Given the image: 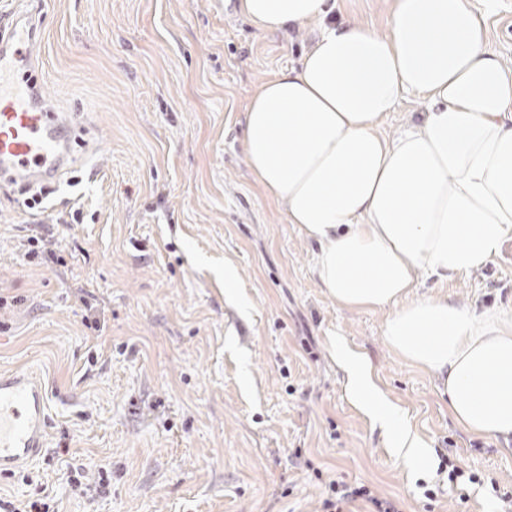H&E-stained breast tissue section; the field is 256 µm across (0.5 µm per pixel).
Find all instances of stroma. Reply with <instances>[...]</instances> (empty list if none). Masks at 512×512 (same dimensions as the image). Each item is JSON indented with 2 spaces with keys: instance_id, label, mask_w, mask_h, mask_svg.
I'll return each instance as SVG.
<instances>
[{
  "instance_id": "1",
  "label": "stroma",
  "mask_w": 512,
  "mask_h": 512,
  "mask_svg": "<svg viewBox=\"0 0 512 512\" xmlns=\"http://www.w3.org/2000/svg\"><path fill=\"white\" fill-rule=\"evenodd\" d=\"M335 2L334 20L387 30L389 0ZM472 3L512 63V0ZM16 8L40 35L42 94L78 137L36 209L0 176V373L45 382L46 447L25 472L60 512H319L328 479L369 483L406 512H500L492 487L512 486V442L451 418L436 377L387 344L386 311L327 296L316 242L249 174L246 106L298 65L318 25L262 32L238 0ZM48 248L57 263L39 258ZM414 293L512 313V242L479 271L420 277ZM337 340L368 356L426 461L405 467L350 399ZM445 456L480 484L439 483ZM68 465L91 479L106 467L112 482L75 491Z\"/></svg>"
}]
</instances>
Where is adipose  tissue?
I'll return each instance as SVG.
<instances>
[{
  "label": "adipose tissue",
  "mask_w": 512,
  "mask_h": 512,
  "mask_svg": "<svg viewBox=\"0 0 512 512\" xmlns=\"http://www.w3.org/2000/svg\"><path fill=\"white\" fill-rule=\"evenodd\" d=\"M258 29L316 23L298 66L262 83L245 116L254 181L319 245L315 272L348 308L388 309L394 351L432 372L452 419L512 439V314L427 296L419 274L483 269L512 241V65L472 0H392L389 31L330 20L329 0H240ZM426 112L379 132L405 94ZM351 396L406 466L426 446L379 390L368 359L337 347Z\"/></svg>",
  "instance_id": "ef3b65f1"
}]
</instances>
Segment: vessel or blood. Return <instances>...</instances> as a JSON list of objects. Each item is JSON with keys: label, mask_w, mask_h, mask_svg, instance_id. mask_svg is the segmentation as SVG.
I'll use <instances>...</instances> for the list:
<instances>
[{"label": "vessel or blood", "mask_w": 512, "mask_h": 512, "mask_svg": "<svg viewBox=\"0 0 512 512\" xmlns=\"http://www.w3.org/2000/svg\"><path fill=\"white\" fill-rule=\"evenodd\" d=\"M30 24L0 35V173L28 186L57 177L73 128L66 117L41 110L35 81L14 83L10 74L27 61L21 43L35 41ZM48 404L40 377L32 372L0 373V473L32 462L44 449Z\"/></svg>", "instance_id": "b4317fda"}]
</instances>
